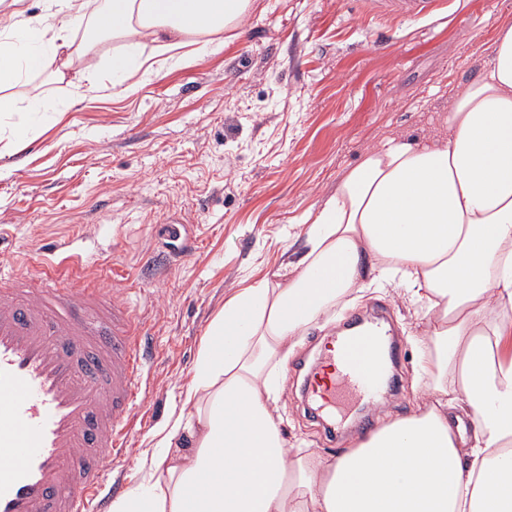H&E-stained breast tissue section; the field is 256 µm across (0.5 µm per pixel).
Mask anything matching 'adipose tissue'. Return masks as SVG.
Returning a JSON list of instances; mask_svg holds the SVG:
<instances>
[{
	"label": "adipose tissue",
	"instance_id": "1",
	"mask_svg": "<svg viewBox=\"0 0 512 512\" xmlns=\"http://www.w3.org/2000/svg\"><path fill=\"white\" fill-rule=\"evenodd\" d=\"M253 0H0V141L48 100L37 78L127 95L184 47L242 24ZM122 48L99 62V43ZM447 137L367 150L306 219L287 282L238 289L210 322L192 384L141 485L111 512H512V24L449 99ZM427 309L413 336L427 393L335 456L292 451L273 403L297 336L364 285Z\"/></svg>",
	"mask_w": 512,
	"mask_h": 512
}]
</instances>
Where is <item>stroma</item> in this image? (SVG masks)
I'll list each match as a JSON object with an SVG mask.
<instances>
[{"label": "stroma", "mask_w": 512, "mask_h": 512, "mask_svg": "<svg viewBox=\"0 0 512 512\" xmlns=\"http://www.w3.org/2000/svg\"><path fill=\"white\" fill-rule=\"evenodd\" d=\"M512 0H446L433 18L385 23L360 0H255L224 48L134 93L88 90L20 119L38 136L0 156V228L6 252L28 272L29 251L75 240L96 257L98 281L120 270L128 301L151 326L158 355L147 364L148 418L112 468L135 487L136 460L154 447L191 384L206 329L236 290L282 273L303 249L308 214L361 153L391 136L443 131L448 93L490 61ZM389 37L387 47L377 33ZM191 243L179 265L173 244ZM391 315L398 365L391 389L344 415L313 417L302 390L330 335L373 308ZM423 314L395 289L368 290L327 330L299 339L277 408L289 447L339 454L419 402Z\"/></svg>", "instance_id": "stroma-1"}]
</instances>
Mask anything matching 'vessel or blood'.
Instances as JSON below:
<instances>
[{"instance_id":"1","label":"vessel or blood","mask_w":512,"mask_h":512,"mask_svg":"<svg viewBox=\"0 0 512 512\" xmlns=\"http://www.w3.org/2000/svg\"><path fill=\"white\" fill-rule=\"evenodd\" d=\"M441 0H370L404 19ZM35 271L0 256V512H108L124 492L112 462L144 419L146 362L156 348L122 288L81 276L90 257L37 249ZM377 331L346 336L331 359L337 374L313 391L336 412L374 400L386 367Z\"/></svg>"}]
</instances>
